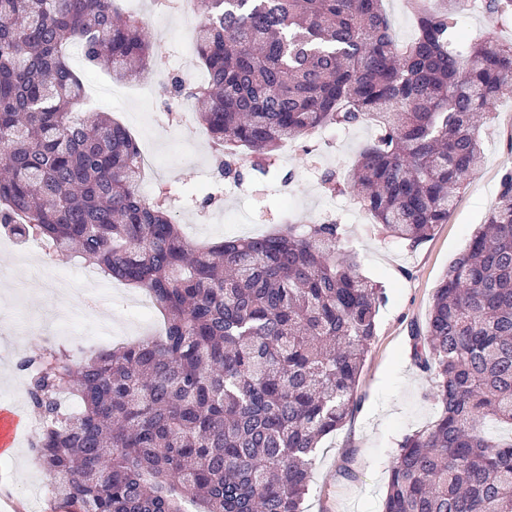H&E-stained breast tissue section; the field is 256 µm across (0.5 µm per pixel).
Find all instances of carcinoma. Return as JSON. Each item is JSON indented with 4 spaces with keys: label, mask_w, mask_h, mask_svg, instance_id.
Segmentation results:
<instances>
[{
    "label": "carcinoma",
    "mask_w": 512,
    "mask_h": 512,
    "mask_svg": "<svg viewBox=\"0 0 512 512\" xmlns=\"http://www.w3.org/2000/svg\"><path fill=\"white\" fill-rule=\"evenodd\" d=\"M464 2L415 0L416 36L400 45L382 0H205L207 79L189 92L175 80L176 96L207 100L198 121L235 183L241 149L268 173L284 140L382 115L347 187L416 244L483 162L480 114L512 94V46L458 39ZM75 42L118 81L150 66L144 21L116 0H0V226L145 289L164 335L22 364L41 422L32 451L57 477L50 512H304L319 441L359 405L379 289L336 253L334 222L193 246L174 190L135 192L127 129L76 110ZM413 354L441 413L401 441L383 512H512V441L486 431L512 424V166Z\"/></svg>",
    "instance_id": "obj_1"
}]
</instances>
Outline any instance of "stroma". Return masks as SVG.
Here are the masks:
<instances>
[{"label":"stroma","mask_w":512,"mask_h":512,"mask_svg":"<svg viewBox=\"0 0 512 512\" xmlns=\"http://www.w3.org/2000/svg\"><path fill=\"white\" fill-rule=\"evenodd\" d=\"M146 32L154 44L155 71L184 76L199 70L195 52L180 46L183 29L178 23L150 20ZM458 34L510 45L512 15L483 10L466 14ZM174 106V99L160 95L151 106L129 97L112 104L98 102L93 109L110 113L158 155L161 168L156 178L159 184L178 188L173 215L189 239L201 245L241 237L250 230L271 233L286 222L332 221L343 228L340 253L354 256L359 272L383 292L385 301L358 380L360 404L340 429L322 440L305 498V512H382L401 440L425 429L440 414L435 379L415 361L412 334L425 331L442 277L467 249L496 201L502 172L512 162V96L499 98L484 120L483 164L455 194L447 223L416 246L390 237L354 193L331 190L324 181L328 172L340 179L347 176L359 152L377 134L371 121L346 129H316L281 154L275 172L245 170L239 191L210 202L208 182L217 171L211 138L190 112L181 126L169 127ZM99 283L117 290L108 310L119 343L162 334L164 320L158 312L149 324H131L126 302L139 296V289L113 285L104 276ZM46 306L44 298H20L12 288L0 289V321L16 315L26 318L24 336L0 334V370L16 374L22 356L50 348L67 349L78 360L92 351L89 323L48 335L43 324ZM48 480L28 445H21L16 458H0V485L11 488L9 496L0 495V512H48Z\"/></svg>","instance_id":"1"}]
</instances>
